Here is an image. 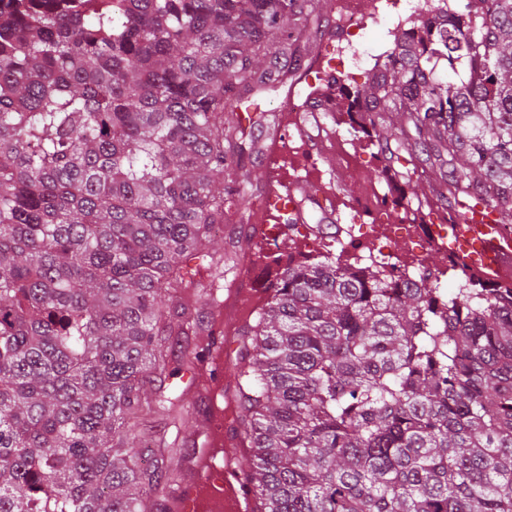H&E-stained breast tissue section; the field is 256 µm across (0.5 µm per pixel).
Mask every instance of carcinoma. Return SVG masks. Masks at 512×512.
<instances>
[{
  "label": "carcinoma",
  "mask_w": 512,
  "mask_h": 512,
  "mask_svg": "<svg viewBox=\"0 0 512 512\" xmlns=\"http://www.w3.org/2000/svg\"><path fill=\"white\" fill-rule=\"evenodd\" d=\"M0 14V512H171L167 342L237 264L255 143L315 0H12ZM425 4L330 86L380 177L512 223V0ZM450 72L452 79L444 77ZM288 253L238 330L255 512H512V287ZM150 466L139 463L143 430Z\"/></svg>",
  "instance_id": "obj_1"
}]
</instances>
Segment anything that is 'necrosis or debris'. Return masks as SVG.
Returning <instances> with one entry per match:
<instances>
[{"mask_svg":"<svg viewBox=\"0 0 512 512\" xmlns=\"http://www.w3.org/2000/svg\"><path fill=\"white\" fill-rule=\"evenodd\" d=\"M414 12V0H341L338 23L345 35L335 47L333 63L360 66L362 55L356 38L368 20L385 17L403 23L413 18ZM355 145L351 131L337 132L336 156L346 165L348 182L361 183L358 198L370 209L373 220L366 223L357 211L348 212L349 222L336 237L337 257L343 263L372 266L392 280L417 281L430 266L434 234L425 224H395L386 219L388 201L376 184L363 182V165L353 152Z\"/></svg>","mask_w":512,"mask_h":512,"instance_id":"necrosis-or-debris-1","label":"necrosis or debris"}]
</instances>
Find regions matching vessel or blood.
Returning a JSON list of instances; mask_svg holds the SVG:
<instances>
[{
	"mask_svg": "<svg viewBox=\"0 0 512 512\" xmlns=\"http://www.w3.org/2000/svg\"><path fill=\"white\" fill-rule=\"evenodd\" d=\"M335 131L311 137L308 151L315 167L321 168L323 181L279 168L269 177L277 181L264 207L252 210L249 220L257 233L270 224H303L307 221V202H323L321 221H342L336 199ZM427 222L448 225L452 234L439 243V252L448 253L467 271L483 280L504 285L512 283V226L501 223L497 212L477 204L464 211H450L437 200H430ZM242 289L228 290L215 310L214 328L207 338V350L185 380L201 400L213 399L222 390L229 335L244 320ZM202 461L186 473L171 502L173 512H254L255 495L247 482L241 454L228 445L224 430V410L214 406L206 414L203 442L197 450Z\"/></svg>",
	"mask_w": 512,
	"mask_h": 512,
	"instance_id": "b4317fda",
	"label": "vessel or blood"
}]
</instances>
